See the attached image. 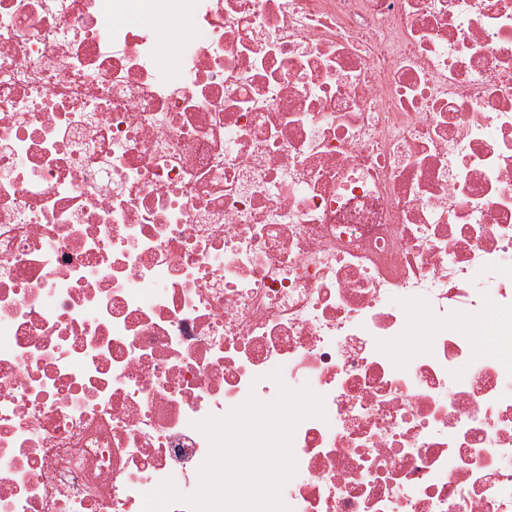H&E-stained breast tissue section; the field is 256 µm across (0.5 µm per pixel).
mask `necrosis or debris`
Returning a JSON list of instances; mask_svg holds the SVG:
<instances>
[{
  "label": "necrosis or debris",
  "instance_id": "4bbe7bcc",
  "mask_svg": "<svg viewBox=\"0 0 512 512\" xmlns=\"http://www.w3.org/2000/svg\"><path fill=\"white\" fill-rule=\"evenodd\" d=\"M282 383L292 512H512V0H0V512Z\"/></svg>",
  "mask_w": 512,
  "mask_h": 512
}]
</instances>
